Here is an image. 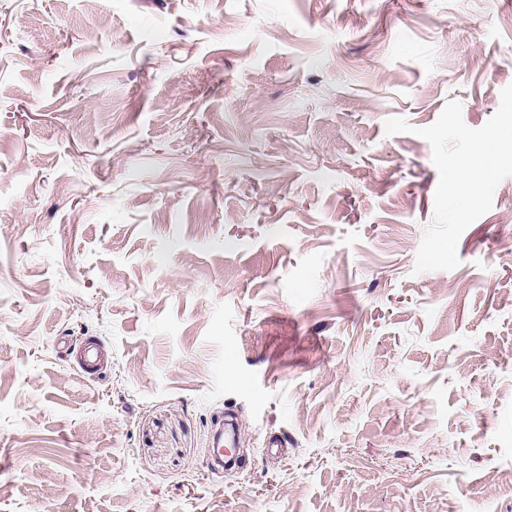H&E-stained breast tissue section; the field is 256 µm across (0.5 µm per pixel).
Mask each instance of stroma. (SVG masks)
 Segmentation results:
<instances>
[{
  "label": "stroma",
  "instance_id": "obj_1",
  "mask_svg": "<svg viewBox=\"0 0 512 512\" xmlns=\"http://www.w3.org/2000/svg\"><path fill=\"white\" fill-rule=\"evenodd\" d=\"M510 84L512 0H0V512H512V177L414 271Z\"/></svg>",
  "mask_w": 512,
  "mask_h": 512
}]
</instances>
